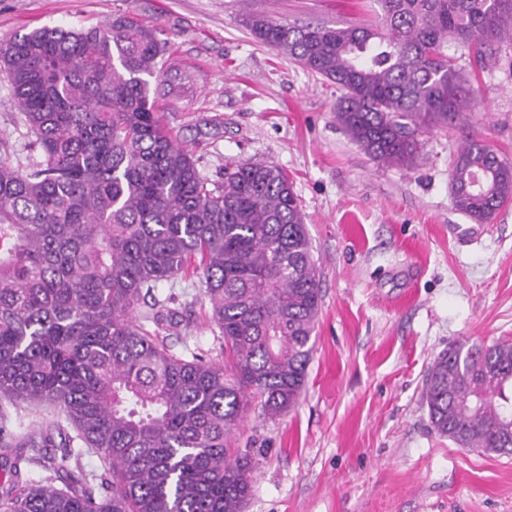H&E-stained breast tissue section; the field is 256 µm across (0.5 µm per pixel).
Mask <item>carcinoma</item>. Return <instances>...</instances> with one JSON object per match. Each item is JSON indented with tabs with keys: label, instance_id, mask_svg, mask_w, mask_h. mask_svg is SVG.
<instances>
[{
	"label": "carcinoma",
	"instance_id": "obj_1",
	"mask_svg": "<svg viewBox=\"0 0 512 512\" xmlns=\"http://www.w3.org/2000/svg\"><path fill=\"white\" fill-rule=\"evenodd\" d=\"M373 3L341 27L244 22L342 91L336 120L372 160L408 167L420 137L470 103L478 73L454 51L482 67L512 44V0ZM164 53L128 17L0 42V75L41 154L26 170L0 161V394L59 407L75 432L57 463L0 446V512H243L254 463L230 438L250 408L280 416L305 390L323 296L293 183L245 162L209 187L156 112L150 79H190ZM451 190L488 223L512 200V160L471 139ZM189 273L223 366L160 336L155 289ZM425 401L458 447L511 455L512 341L441 353ZM86 453L103 473L67 468ZM34 465L47 472L37 484Z\"/></svg>",
	"mask_w": 512,
	"mask_h": 512
}]
</instances>
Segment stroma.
<instances>
[{"label": "stroma", "instance_id": "stroma-1", "mask_svg": "<svg viewBox=\"0 0 512 512\" xmlns=\"http://www.w3.org/2000/svg\"><path fill=\"white\" fill-rule=\"evenodd\" d=\"M364 0H0V40L129 15L154 30L169 67L192 81L158 112L210 182L225 165L266 161L293 183L323 303L306 390L276 418L251 409L231 440L254 459L245 512H512V455L457 447L423 398L437 355L465 341L512 340V202L478 224L456 210L452 162L469 137L512 158V45L481 72L483 91L454 122L422 137L408 167L371 160L336 121L335 85L287 51L257 43L246 13L331 26ZM0 78V160L36 159ZM176 312L172 353L224 362L198 279L159 285ZM58 408L0 399V443L50 433Z\"/></svg>", "mask_w": 512, "mask_h": 512}]
</instances>
